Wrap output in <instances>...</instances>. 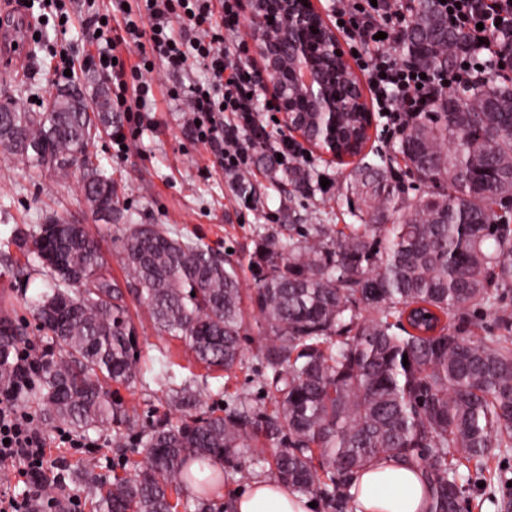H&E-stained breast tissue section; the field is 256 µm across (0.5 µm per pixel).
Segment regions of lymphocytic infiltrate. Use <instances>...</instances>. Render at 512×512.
I'll return each instance as SVG.
<instances>
[{"instance_id":"obj_1","label":"lymphocytic infiltrate","mask_w":512,"mask_h":512,"mask_svg":"<svg viewBox=\"0 0 512 512\" xmlns=\"http://www.w3.org/2000/svg\"><path fill=\"white\" fill-rule=\"evenodd\" d=\"M79 6L93 31V50L77 56L70 45H63L55 71L61 75L79 63L109 82L112 109L126 118L113 136L139 135L143 112L154 95L156 62L178 73L193 61L204 66L206 80L172 86L171 99H187L193 132L198 141L212 146L217 164L228 172L249 168L266 127L258 119L254 98L259 83L242 61L247 48L240 33V0H112L111 11L105 13L96 11L94 0H79ZM444 8L474 51L449 70L429 73L391 52L408 16V0H332L336 26L354 42L376 108L385 112L392 133L430 111L437 90L465 87L481 77L483 56L499 51L495 33L512 28V0H446ZM120 45L137 49L136 63L117 58ZM45 455V439L33 427L31 415L0 396V461H22L20 476L28 479L42 470Z\"/></svg>"}]
</instances>
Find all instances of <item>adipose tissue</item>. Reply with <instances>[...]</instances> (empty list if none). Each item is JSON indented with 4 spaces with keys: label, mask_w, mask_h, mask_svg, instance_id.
<instances>
[{
    "label": "adipose tissue",
    "mask_w": 512,
    "mask_h": 512,
    "mask_svg": "<svg viewBox=\"0 0 512 512\" xmlns=\"http://www.w3.org/2000/svg\"><path fill=\"white\" fill-rule=\"evenodd\" d=\"M355 512H428L429 487L421 474L389 458L372 461L354 477ZM234 512H314L308 496L276 479L256 476L239 490Z\"/></svg>",
    "instance_id": "1"
}]
</instances>
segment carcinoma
<instances>
[{"label":"carcinoma","instance_id":"1","mask_svg":"<svg viewBox=\"0 0 512 512\" xmlns=\"http://www.w3.org/2000/svg\"><path fill=\"white\" fill-rule=\"evenodd\" d=\"M402 48L431 72L472 51L440 0H415ZM112 127L105 83L75 82L41 112L0 104V153L65 178L77 169L94 212L112 217L118 185L100 163V130ZM398 152L408 174L438 191L408 194L404 182L361 163L346 186L357 224H290L257 242L246 288L236 265L202 240L161 225H134L118 239L132 279L112 282L98 241L83 224L47 219L68 277L35 305L52 346L34 371L17 361L19 339L0 321V391L36 388L40 423L86 435L112 427V447L141 457L112 479L89 455L73 478L96 512H224L212 489L246 481L244 449L323 512L353 507V475L392 458L422 474L428 512H462L463 462L512 448V84L483 78L459 96L440 91L435 111L415 117ZM44 227L15 229L12 244L39 254ZM146 306L160 332L185 343L197 363L230 375L257 315L258 385L218 414L203 387L166 370L168 413L142 416L112 384L144 376L127 297ZM494 311L495 329L476 312ZM408 365H403V357Z\"/></svg>","mask_w":512,"mask_h":512}]
</instances>
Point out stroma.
I'll list each match as a JSON object with an SVG mask.
<instances>
[{
	"label": "stroma",
	"instance_id": "35a3bbf8",
	"mask_svg": "<svg viewBox=\"0 0 512 512\" xmlns=\"http://www.w3.org/2000/svg\"><path fill=\"white\" fill-rule=\"evenodd\" d=\"M39 38L25 66L8 78L0 77V102L9 101L22 109L37 112L56 92L47 78L50 57L48 41L55 37L52 27H38ZM198 65L173 74L156 66L154 100L147 107L152 125L143 127L127 151H119L111 139L99 144V159L121 191L118 212L111 221L99 220L86 202L79 173L67 178L45 170L33 173L22 160L0 155V319H10L24 336L37 345L45 344L44 333L25 303L53 288L54 281L33 256L19 252L9 242L15 226L29 228L62 215L85 224L95 236L111 264L112 276L126 284L128 275L115 245L125 228L134 224H159L185 237L201 239L213 251L232 253L238 260L244 282H251L250 257L258 232L276 234L284 224H350L354 218L343 199V189L353 169L318 154L300 158L310 180L298 189L265 145H258L248 170L224 172L214 166L209 146L198 143L187 125L186 102L169 100L167 91L176 84L203 79ZM328 186H321V179ZM130 313L139 328L141 357L147 366L143 382L123 390L128 404L140 414L160 416L165 411L166 390L155 376L165 364H172L178 379L206 386L210 408L221 409L233 393H256L257 362L254 354L262 340L258 329H250L244 343L246 361L234 377L196 364L180 340L159 337L145 306L131 305ZM48 472L68 486L79 500L77 512H91V498L68 477L69 462L81 458L83 449L69 447L61 432L49 431ZM462 512H501L503 499H512V487L503 477L512 478V450H492L471 473Z\"/></svg>",
	"mask_w": 512,
	"mask_h": 512
}]
</instances>
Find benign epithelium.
I'll return each mask as SVG.
<instances>
[{
	"label": "benign epithelium",
	"mask_w": 512,
	"mask_h": 512,
	"mask_svg": "<svg viewBox=\"0 0 512 512\" xmlns=\"http://www.w3.org/2000/svg\"><path fill=\"white\" fill-rule=\"evenodd\" d=\"M251 37L288 131L340 163L356 157L373 133L374 113L336 30L313 0H252Z\"/></svg>",
	"instance_id": "7a95c632"
}]
</instances>
